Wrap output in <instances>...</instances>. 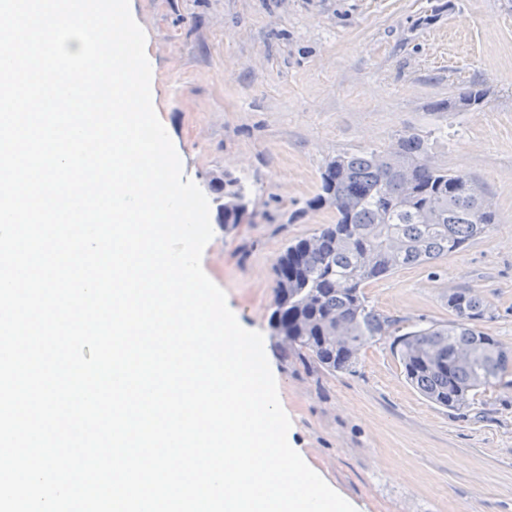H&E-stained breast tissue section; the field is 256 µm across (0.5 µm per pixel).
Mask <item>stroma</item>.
I'll list each match as a JSON object with an SVG mask.
<instances>
[{
  "instance_id": "stroma-1",
  "label": "stroma",
  "mask_w": 512,
  "mask_h": 512,
  "mask_svg": "<svg viewBox=\"0 0 512 512\" xmlns=\"http://www.w3.org/2000/svg\"><path fill=\"white\" fill-rule=\"evenodd\" d=\"M146 33L156 113L204 190L202 256L239 324L261 332L293 447L357 512H512V390L451 411L406 380L390 338L331 372L278 342L274 266L334 223L311 206L324 164L387 148L403 131L468 175L497 213L486 235L432 266L367 284L404 329L449 320L474 290L485 332L512 347V0H130ZM482 84L481 105L455 107ZM243 180L250 214L224 228L212 177Z\"/></svg>"
}]
</instances>
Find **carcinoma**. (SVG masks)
<instances>
[{
  "mask_svg": "<svg viewBox=\"0 0 512 512\" xmlns=\"http://www.w3.org/2000/svg\"><path fill=\"white\" fill-rule=\"evenodd\" d=\"M484 97L472 84L457 100L470 106ZM427 157L425 140L406 132L383 151L325 164L322 194L309 205L332 206L336 223L314 234L317 247L296 239L277 257L270 326L281 343L331 372L351 369L365 344L391 336L407 380L430 402L459 410L487 391L512 389V348L482 330L492 315L478 294L448 295L452 319L402 333L399 320L370 307L363 291L399 268L457 253L496 223L466 175L430 167ZM210 185L224 196L220 223H240L247 208L229 201L248 198L242 181L226 174Z\"/></svg>",
  "mask_w": 512,
  "mask_h": 512,
  "instance_id": "carcinoma-1",
  "label": "carcinoma"
}]
</instances>
